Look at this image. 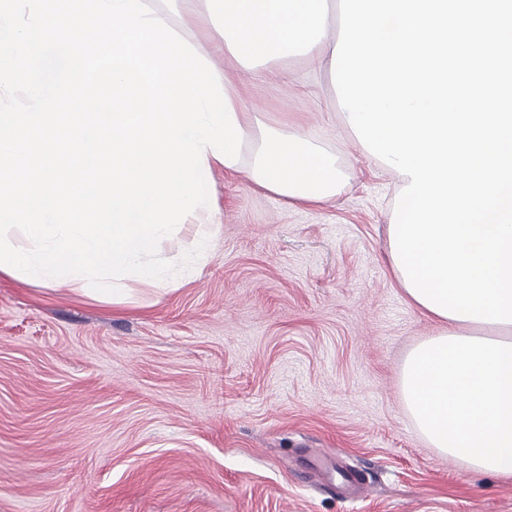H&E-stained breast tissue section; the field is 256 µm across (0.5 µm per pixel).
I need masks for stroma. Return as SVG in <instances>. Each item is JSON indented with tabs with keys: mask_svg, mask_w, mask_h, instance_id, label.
Listing matches in <instances>:
<instances>
[{
	"mask_svg": "<svg viewBox=\"0 0 512 512\" xmlns=\"http://www.w3.org/2000/svg\"><path fill=\"white\" fill-rule=\"evenodd\" d=\"M280 69L242 71L241 100L335 156L330 201L216 169L215 209L161 247L217 234L191 279L115 305L0 277V512H512V478L439 453L403 405L437 325L387 263L397 176L355 149L329 70Z\"/></svg>",
	"mask_w": 512,
	"mask_h": 512,
	"instance_id": "stroma-1",
	"label": "stroma"
}]
</instances>
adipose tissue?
Listing matches in <instances>:
<instances>
[{
	"mask_svg": "<svg viewBox=\"0 0 512 512\" xmlns=\"http://www.w3.org/2000/svg\"><path fill=\"white\" fill-rule=\"evenodd\" d=\"M226 64L222 85L244 141H257L248 169L268 192L306 204L336 193L333 156L306 137L245 111L237 71H274L295 55L315 68L332 64L328 0H209ZM439 331L408 353L401 371L405 406L429 444L472 471L512 477V324L435 315Z\"/></svg>",
	"mask_w": 512,
	"mask_h": 512,
	"instance_id": "1",
	"label": "adipose tissue"
}]
</instances>
